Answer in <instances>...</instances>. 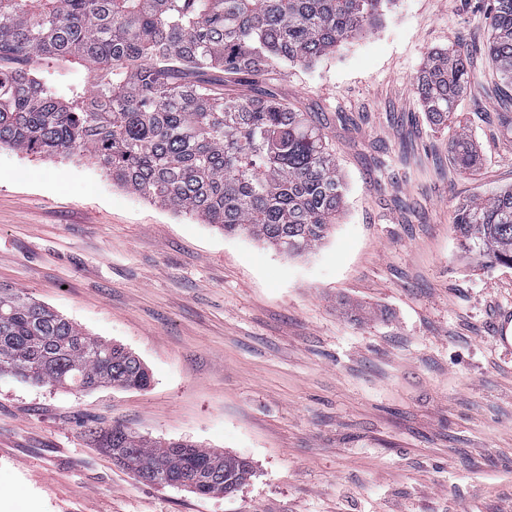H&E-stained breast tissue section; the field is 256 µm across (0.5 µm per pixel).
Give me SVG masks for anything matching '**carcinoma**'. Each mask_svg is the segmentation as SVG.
Segmentation results:
<instances>
[{
  "label": "carcinoma",
  "mask_w": 512,
  "mask_h": 512,
  "mask_svg": "<svg viewBox=\"0 0 512 512\" xmlns=\"http://www.w3.org/2000/svg\"><path fill=\"white\" fill-rule=\"evenodd\" d=\"M393 0H0V147L79 152L125 190L287 256L323 241L346 184L322 128L257 83L275 69H309L380 21ZM486 52L512 85V0H493ZM467 49L432 52L413 78L430 123L444 126L468 82ZM78 59L90 88L62 94L34 74ZM256 86L224 94V76ZM476 165L469 140L449 146ZM462 250L512 267V187L458 204ZM57 388L144 389L150 375L123 347L23 292L0 291V374ZM140 480L229 495L253 476L241 456L187 442H152L122 425L91 433Z\"/></svg>",
  "instance_id": "carcinoma-1"
}]
</instances>
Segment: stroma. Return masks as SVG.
<instances>
[{"label":"stroma","instance_id":"1","mask_svg":"<svg viewBox=\"0 0 512 512\" xmlns=\"http://www.w3.org/2000/svg\"><path fill=\"white\" fill-rule=\"evenodd\" d=\"M492 0H393L377 28L268 85L321 124L347 183L298 257L114 184L84 157L0 148V289L148 367L141 390L0 375V512H512V267L475 268L453 216L512 185ZM464 46L432 130L412 79ZM466 134L475 171L449 144ZM122 424L248 458L233 495L141 481L92 443Z\"/></svg>","mask_w":512,"mask_h":512}]
</instances>
